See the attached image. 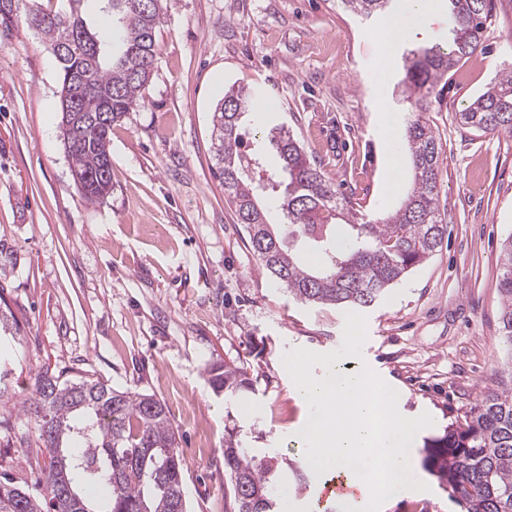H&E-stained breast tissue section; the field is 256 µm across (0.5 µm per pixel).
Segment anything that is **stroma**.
I'll use <instances>...</instances> for the list:
<instances>
[{"mask_svg":"<svg viewBox=\"0 0 512 512\" xmlns=\"http://www.w3.org/2000/svg\"><path fill=\"white\" fill-rule=\"evenodd\" d=\"M484 48L463 59L425 117L440 135L439 208L448 234L424 264L363 311L365 363L398 388L406 412L436 416L423 438L463 421L495 387L504 356L496 290L512 234V137L457 117L512 68V0H493ZM389 15L362 19L336 0H162L153 75L112 128V190L76 187L60 129V69L39 33L0 30V298L21 332L8 340L12 399L0 403V479L45 494L47 449L21 406L43 370L153 395L186 457L189 512H224V441L284 463L291 512H313L318 482L297 479L308 413L285 352L340 348L345 307L295 300L260 267L214 174L212 115L225 87L259 88L273 111L247 128L286 125L354 213L395 212L411 186L385 189L383 146L403 147L395 86L403 53L452 40L447 0L381 54ZM245 368L251 391L213 393V364ZM387 512H463L435 477Z\"/></svg>","mask_w":512,"mask_h":512,"instance_id":"stroma-1","label":"stroma"}]
</instances>
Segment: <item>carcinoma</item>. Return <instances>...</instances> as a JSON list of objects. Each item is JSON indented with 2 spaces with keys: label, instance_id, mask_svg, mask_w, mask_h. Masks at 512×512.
Returning <instances> with one entry per match:
<instances>
[{
  "label": "carcinoma",
  "instance_id": "obj_1",
  "mask_svg": "<svg viewBox=\"0 0 512 512\" xmlns=\"http://www.w3.org/2000/svg\"><path fill=\"white\" fill-rule=\"evenodd\" d=\"M16 5H11V2ZM85 0H69L63 14L46 13L29 0H0V28L35 29L48 50L60 42L61 114L72 174L84 198L103 200L112 187V126L137 106L156 59L160 0H112L119 34L104 23L91 32L82 16ZM453 39L446 48L418 47L402 58L405 100L417 112L404 144L412 187L394 213L357 224L345 216L346 199L326 179L305 148L281 125L248 132L242 118L259 111L261 94L238 85L224 90L212 116L213 153L224 193L247 232V245L261 268L295 299L318 305L373 306L413 268L427 261L448 231L441 217L439 169L442 144L420 117L448 72L480 48L491 23V0H448ZM350 13L371 17L388 0H340ZM85 37L74 36V28ZM118 44L107 60L92 62L88 42ZM109 114L108 124L93 121ZM460 122L485 134L512 137V70L501 73L462 112ZM279 174L265 181L254 170L265 165L267 148ZM276 196L284 223L274 225L262 198ZM496 289L502 301V336L507 380L490 390L462 423L425 442L422 466L448 488L465 512H512V234L502 242ZM19 333L9 306H0V332ZM216 394L231 399L253 388L243 368L226 364L207 370ZM50 461L43 503L12 481H0V512H187L183 487L186 459L179 451L166 407L151 395L122 391L79 379L62 381L49 371L36 375L22 405ZM228 493L225 512H280L281 466L259 458L229 436L224 444ZM77 498L64 496L67 489Z\"/></svg>",
  "mask_w": 512,
  "mask_h": 512
}]
</instances>
